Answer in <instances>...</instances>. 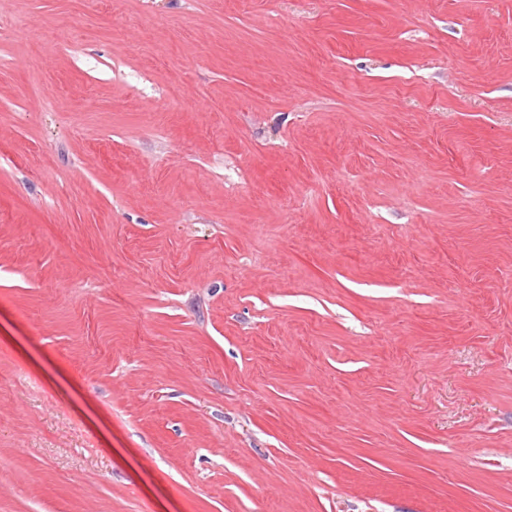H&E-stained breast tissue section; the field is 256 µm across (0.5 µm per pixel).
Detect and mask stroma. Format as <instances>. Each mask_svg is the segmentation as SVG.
I'll use <instances>...</instances> for the list:
<instances>
[{
    "label": "stroma",
    "instance_id": "35a3bbf8",
    "mask_svg": "<svg viewBox=\"0 0 512 512\" xmlns=\"http://www.w3.org/2000/svg\"><path fill=\"white\" fill-rule=\"evenodd\" d=\"M0 512H512V0H0Z\"/></svg>",
    "mask_w": 512,
    "mask_h": 512
}]
</instances>
